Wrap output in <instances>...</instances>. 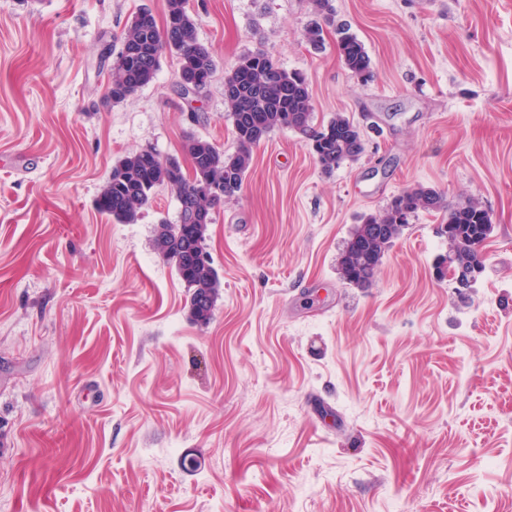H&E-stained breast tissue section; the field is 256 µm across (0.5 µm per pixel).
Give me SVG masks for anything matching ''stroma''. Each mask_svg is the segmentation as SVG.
<instances>
[{"label": "stroma", "mask_w": 512, "mask_h": 512, "mask_svg": "<svg viewBox=\"0 0 512 512\" xmlns=\"http://www.w3.org/2000/svg\"><path fill=\"white\" fill-rule=\"evenodd\" d=\"M333 6L313 45L312 0H188L211 85L183 100L168 54L106 107L103 41L166 0H0V512H512V0ZM257 50L364 152L328 173L293 130L261 142L208 227L221 290L198 325L153 246L175 194L133 224L95 201L128 153L189 132L234 153L224 76ZM417 185L489 211L475 288L436 277L423 210L372 287L344 284L356 224ZM338 35L337 47L345 66L355 75L369 78L372 75L371 58L358 38L348 29L340 27L336 30Z\"/></svg>", "instance_id": "obj_1"}]
</instances>
